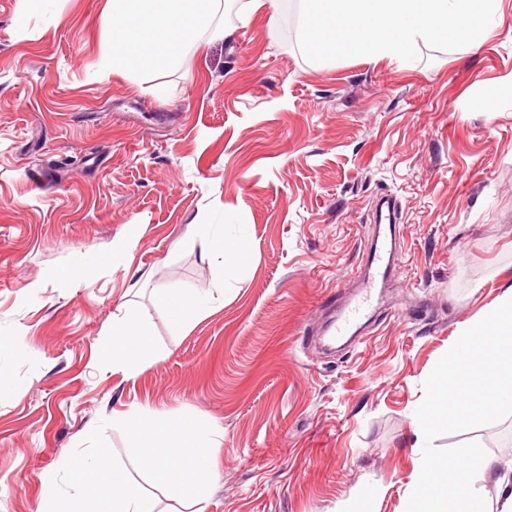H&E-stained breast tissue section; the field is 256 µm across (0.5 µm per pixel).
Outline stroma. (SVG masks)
<instances>
[{"instance_id": "35a3bbf8", "label": "stroma", "mask_w": 512, "mask_h": 512, "mask_svg": "<svg viewBox=\"0 0 512 512\" xmlns=\"http://www.w3.org/2000/svg\"><path fill=\"white\" fill-rule=\"evenodd\" d=\"M106 0H0V512L113 413L220 430L206 512H408L423 382L512 289V0L475 53L307 60L299 14L221 0L224 41L177 66H97ZM396 202L397 277L370 327H321ZM247 238L233 275L195 227ZM210 310L179 324L157 292ZM146 309L157 359L112 370V317ZM475 440L512 467V416Z\"/></svg>"}]
</instances>
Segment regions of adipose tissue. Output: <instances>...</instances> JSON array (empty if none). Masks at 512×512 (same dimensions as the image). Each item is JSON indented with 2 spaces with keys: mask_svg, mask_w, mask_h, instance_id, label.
I'll return each mask as SVG.
<instances>
[{
  "mask_svg": "<svg viewBox=\"0 0 512 512\" xmlns=\"http://www.w3.org/2000/svg\"><path fill=\"white\" fill-rule=\"evenodd\" d=\"M218 0H107L101 26L110 37L100 73L120 63L130 72L176 61L191 48L195 36L222 40L230 35L214 23ZM149 319L141 311L125 307L112 324V370L123 374L154 357L149 340ZM497 477V512H512V473L499 472L495 458L481 459L476 468L447 479L435 487L415 489L411 512H474L476 484L485 475Z\"/></svg>",
  "mask_w": 512,
  "mask_h": 512,
  "instance_id": "1",
  "label": "adipose tissue"
}]
</instances>
